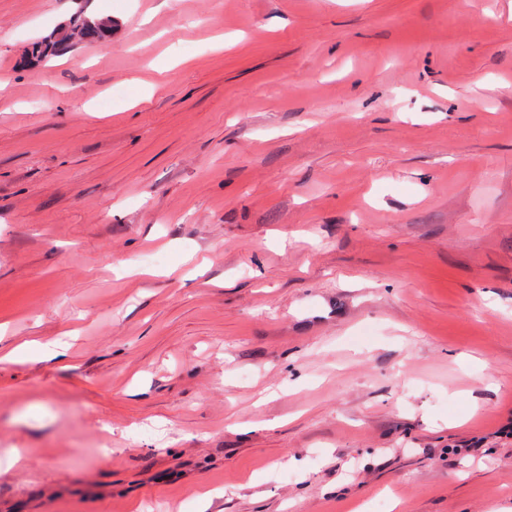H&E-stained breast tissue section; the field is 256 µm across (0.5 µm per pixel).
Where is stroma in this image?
Returning a JSON list of instances; mask_svg holds the SVG:
<instances>
[{"label":"stroma","mask_w":512,"mask_h":512,"mask_svg":"<svg viewBox=\"0 0 512 512\" xmlns=\"http://www.w3.org/2000/svg\"><path fill=\"white\" fill-rule=\"evenodd\" d=\"M1 76L0 512H512V0H0ZM78 31L82 38L89 41H100L112 30V20L80 18Z\"/></svg>","instance_id":"1"}]
</instances>
